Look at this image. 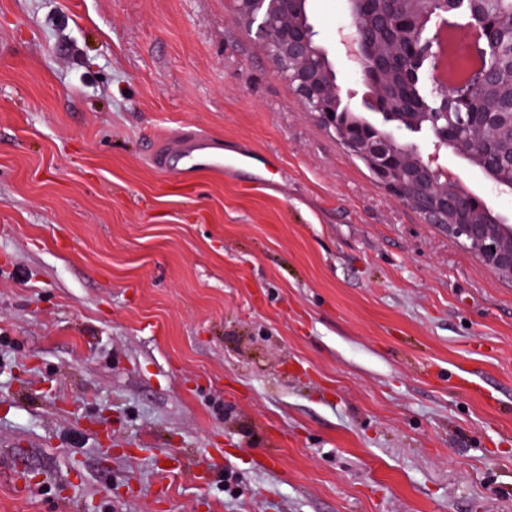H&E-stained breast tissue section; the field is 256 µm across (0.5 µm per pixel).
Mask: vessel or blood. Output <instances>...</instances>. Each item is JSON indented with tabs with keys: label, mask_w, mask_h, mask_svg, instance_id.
Returning a JSON list of instances; mask_svg holds the SVG:
<instances>
[{
	"label": "vessel or blood",
	"mask_w": 512,
	"mask_h": 512,
	"mask_svg": "<svg viewBox=\"0 0 512 512\" xmlns=\"http://www.w3.org/2000/svg\"><path fill=\"white\" fill-rule=\"evenodd\" d=\"M251 160V155L247 153L233 159L225 158L221 143L203 131L159 138L151 154V161L156 168L175 169L184 177H192L201 172L229 174L248 166Z\"/></svg>",
	"instance_id": "1"
}]
</instances>
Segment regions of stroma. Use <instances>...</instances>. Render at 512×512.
<instances>
[{
  "label": "stroma",
  "mask_w": 512,
  "mask_h": 512,
  "mask_svg": "<svg viewBox=\"0 0 512 512\" xmlns=\"http://www.w3.org/2000/svg\"><path fill=\"white\" fill-rule=\"evenodd\" d=\"M308 11L367 111L345 0ZM191 129L253 165L152 166ZM0 512H512V283L304 112L234 0H0Z\"/></svg>",
  "instance_id": "35a3bbf8"
}]
</instances>
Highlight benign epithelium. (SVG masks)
Returning <instances> with one entry per match:
<instances>
[{"label":"benign epithelium","instance_id":"benign-epithelium-1","mask_svg":"<svg viewBox=\"0 0 512 512\" xmlns=\"http://www.w3.org/2000/svg\"><path fill=\"white\" fill-rule=\"evenodd\" d=\"M241 19L255 28L278 75L294 87L306 112L314 114L371 170L395 199L414 209L473 252L489 269L512 282V225L496 207L471 192L441 159L452 151L479 168L490 193H512V55L482 66L468 81L448 85L438 78L441 67V23L456 8L480 0H395L389 17L390 42L370 44L362 36L365 6L378 0H347V20L336 27V48L348 68L370 91V109L408 133L426 132V146L393 132L379 131L352 113V94H343L325 50L306 11V0H235ZM512 41V2L507 21L492 27L480 23L487 39L493 31ZM400 53L412 75L423 72L432 88L413 112L393 105V89L383 61ZM453 106L465 114L463 129L448 130L435 120Z\"/></svg>","mask_w":512,"mask_h":512}]
</instances>
